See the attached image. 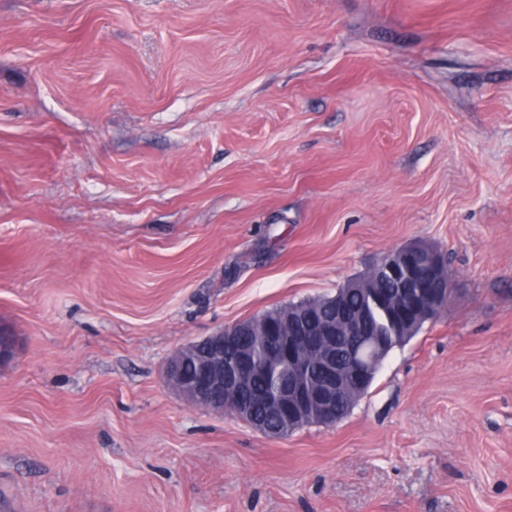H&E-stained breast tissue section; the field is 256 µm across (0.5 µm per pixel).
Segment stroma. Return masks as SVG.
Listing matches in <instances>:
<instances>
[{
	"label": "stroma",
	"instance_id": "1",
	"mask_svg": "<svg viewBox=\"0 0 512 512\" xmlns=\"http://www.w3.org/2000/svg\"><path fill=\"white\" fill-rule=\"evenodd\" d=\"M433 247L334 426L179 347ZM0 512H512V0H0Z\"/></svg>",
	"mask_w": 512,
	"mask_h": 512
}]
</instances>
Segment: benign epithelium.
<instances>
[{"mask_svg":"<svg viewBox=\"0 0 512 512\" xmlns=\"http://www.w3.org/2000/svg\"><path fill=\"white\" fill-rule=\"evenodd\" d=\"M380 275L399 285V297L390 299L374 288ZM355 287L363 289L364 305L352 310L338 302L334 320L300 314L280 325L267 324L261 337L266 360L249 348L224 359V346L248 334L242 321L178 348L167 364L168 381L190 403L217 413L232 408L238 418L266 434L277 435L273 423L334 425L341 392L362 388L369 377L368 355L362 348L350 350L347 366L338 363L336 336H368L370 345L379 346L384 337L412 323L436 319L453 292L441 255L419 245L387 252ZM271 363L281 365L286 376L280 387L259 396L263 412L258 416L239 403V395L252 388Z\"/></svg>","mask_w":512,"mask_h":512,"instance_id":"benign-epithelium-1","label":"benign epithelium"}]
</instances>
